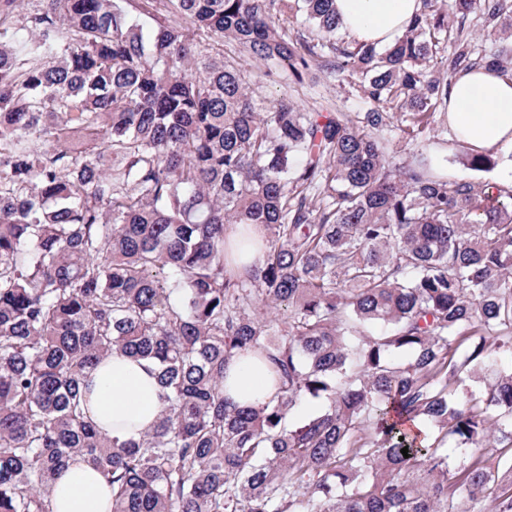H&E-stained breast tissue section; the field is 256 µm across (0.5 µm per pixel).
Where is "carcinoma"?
I'll return each instance as SVG.
<instances>
[{"mask_svg":"<svg viewBox=\"0 0 512 512\" xmlns=\"http://www.w3.org/2000/svg\"><path fill=\"white\" fill-rule=\"evenodd\" d=\"M140 2L147 38L128 0H0V512H52L76 457L112 512H512V184L391 161L459 73L512 68L464 35L477 13L512 37V0H423L386 48L339 38L334 0H294L309 36L282 0ZM226 39L369 108L262 109ZM114 351L167 390L137 441L87 407ZM236 357L270 399L225 396Z\"/></svg>","mask_w":512,"mask_h":512,"instance_id":"obj_1","label":"carcinoma"}]
</instances>
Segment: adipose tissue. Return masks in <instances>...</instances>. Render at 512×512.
Listing matches in <instances>:
<instances>
[{"label": "adipose tissue", "instance_id": "1", "mask_svg": "<svg viewBox=\"0 0 512 512\" xmlns=\"http://www.w3.org/2000/svg\"><path fill=\"white\" fill-rule=\"evenodd\" d=\"M350 38L379 46L392 44L421 0H335ZM448 124L457 139L478 152H512V77L481 69L459 77L448 101ZM91 416L107 431L139 439L164 407V391L148 361L115 352L88 376ZM224 390L235 403L249 405L274 392L266 364H229ZM112 490L83 462L68 464L52 496L53 512H111Z\"/></svg>", "mask_w": 512, "mask_h": 512}]
</instances>
